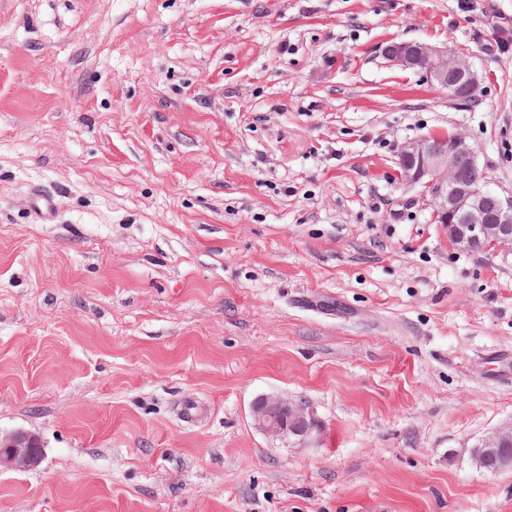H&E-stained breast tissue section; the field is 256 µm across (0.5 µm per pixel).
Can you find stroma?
Wrapping results in <instances>:
<instances>
[{
  "label": "stroma",
  "mask_w": 512,
  "mask_h": 512,
  "mask_svg": "<svg viewBox=\"0 0 512 512\" xmlns=\"http://www.w3.org/2000/svg\"><path fill=\"white\" fill-rule=\"evenodd\" d=\"M438 133L512 193V0H0V432L43 445L0 512H512L471 459L512 422V248L404 181ZM380 55L391 65L422 72L427 81L442 88L462 86L469 94L479 89L478 74L458 56L417 41H389L380 47ZM255 426L272 437L294 439L305 445L316 436L317 421L303 402H291L277 395L260 398L252 406Z\"/></svg>",
  "instance_id": "obj_1"
}]
</instances>
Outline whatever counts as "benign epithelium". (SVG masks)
Returning <instances> with one entry per match:
<instances>
[{
  "label": "benign epithelium",
  "instance_id": "benign-epithelium-1",
  "mask_svg": "<svg viewBox=\"0 0 512 512\" xmlns=\"http://www.w3.org/2000/svg\"><path fill=\"white\" fill-rule=\"evenodd\" d=\"M380 55L391 65L422 72L427 81L442 88L461 86L474 95L478 74L465 60L417 41H389ZM406 181L421 188L448 242L464 252L512 247V195L502 196L487 187L474 147L460 134H440L405 142L398 151ZM466 161L479 174V182L463 180L459 163ZM255 426L272 437L306 444L316 436L317 421L303 402L277 395L260 398L252 406ZM512 442V424L483 437L472 452L475 466L487 470L489 459L500 468L512 467V456L503 452ZM42 459L37 435L18 430L0 435V470H27Z\"/></svg>",
  "mask_w": 512,
  "mask_h": 512
}]
</instances>
